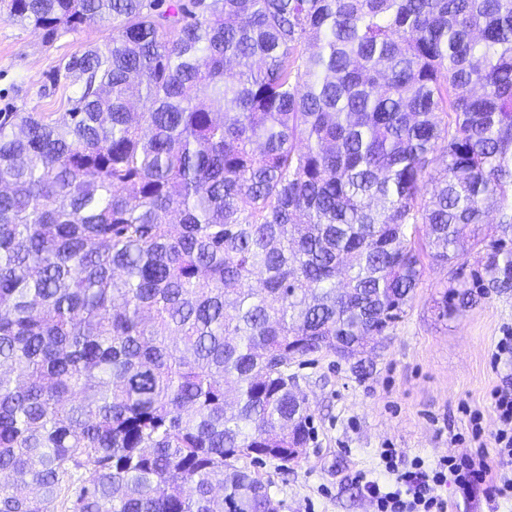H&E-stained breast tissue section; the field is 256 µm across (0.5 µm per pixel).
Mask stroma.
Wrapping results in <instances>:
<instances>
[{"label": "stroma", "mask_w": 512, "mask_h": 512, "mask_svg": "<svg viewBox=\"0 0 512 512\" xmlns=\"http://www.w3.org/2000/svg\"><path fill=\"white\" fill-rule=\"evenodd\" d=\"M111 35V23L103 22L47 44L31 26L0 15V110L66 111L81 91L79 81L50 88L45 73ZM448 277L446 266L427 265L406 316L373 355L371 374L355 376L333 356L292 365L314 433L301 460L259 466L273 483L280 512H373L358 476L379 477L384 445L397 448L404 467L417 457L430 462L472 454L463 436L473 412L482 416L485 437H492L491 393L512 388V360L496 357L499 338L512 330V294L491 295L443 318L437 301Z\"/></svg>", "instance_id": "1"}]
</instances>
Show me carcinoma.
Returning <instances> with one entry per match:
<instances>
[{
	"label": "carcinoma",
	"instance_id": "carcinoma-1",
	"mask_svg": "<svg viewBox=\"0 0 512 512\" xmlns=\"http://www.w3.org/2000/svg\"><path fill=\"white\" fill-rule=\"evenodd\" d=\"M5 3L112 37L0 111V512H279L293 363L512 292V0Z\"/></svg>",
	"mask_w": 512,
	"mask_h": 512
}]
</instances>
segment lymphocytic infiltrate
Returning a JSON list of instances; mask_svg holds the SVG:
<instances>
[{
	"label": "lymphocytic infiltrate",
	"instance_id": "obj_1",
	"mask_svg": "<svg viewBox=\"0 0 512 512\" xmlns=\"http://www.w3.org/2000/svg\"><path fill=\"white\" fill-rule=\"evenodd\" d=\"M498 428L493 435L494 458L479 452L467 458L452 455L428 463L416 460L410 469L399 470L397 451L381 449L380 464L393 475L391 484L365 481L364 490L374 512H457L460 501L470 500L476 485H484L491 507L500 501H512V391L495 390ZM455 486L459 500L448 499L447 486Z\"/></svg>",
	"mask_w": 512,
	"mask_h": 512
}]
</instances>
